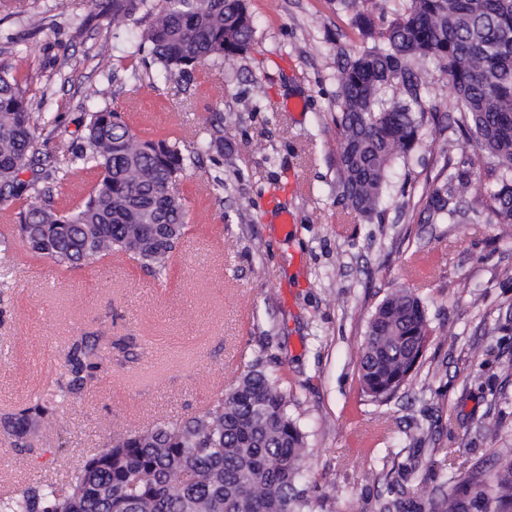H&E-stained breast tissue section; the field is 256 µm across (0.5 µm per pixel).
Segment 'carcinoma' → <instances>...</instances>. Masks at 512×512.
<instances>
[{
  "label": "carcinoma",
  "mask_w": 512,
  "mask_h": 512,
  "mask_svg": "<svg viewBox=\"0 0 512 512\" xmlns=\"http://www.w3.org/2000/svg\"><path fill=\"white\" fill-rule=\"evenodd\" d=\"M394 18L377 29L375 0H336L362 46L338 69L334 118L338 143L336 196L366 223L380 219L393 164L425 136L423 105L432 93L410 64L439 60L461 104L464 142L478 151L492 182L487 206L512 224V0H393ZM104 13L143 8L148 52L164 78L192 73L212 58L245 54L254 21L244 0H91ZM84 133L61 162L41 148L38 130L61 115L32 112L28 88L0 62V213L27 251L73 269L104 257H127L165 276L187 228L178 191L199 152L224 145L220 114L209 140L192 149L178 139H143L112 109V81L95 91ZM95 171L81 202L57 201L54 185ZM474 171L443 161L417 201L433 223L454 219ZM422 300L409 287L385 298L371 316L360 350L362 391L383 402L405 383L427 341ZM128 338L78 336L65 379L33 404L0 415V434L16 448L63 429L72 394L129 355ZM306 434L278 377L259 358L237 384L198 414L128 431L83 457L62 487L39 482L0 494V512H310L300 486ZM435 512H512V456L493 476H472Z\"/></svg>",
  "instance_id": "1"
}]
</instances>
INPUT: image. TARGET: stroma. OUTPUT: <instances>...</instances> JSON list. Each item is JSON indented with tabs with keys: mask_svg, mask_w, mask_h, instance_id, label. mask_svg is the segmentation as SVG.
I'll list each match as a JSON object with an SVG mask.
<instances>
[{
	"mask_svg": "<svg viewBox=\"0 0 512 512\" xmlns=\"http://www.w3.org/2000/svg\"><path fill=\"white\" fill-rule=\"evenodd\" d=\"M246 5L251 50L207 62L189 81L128 56L148 31L141 14L90 22L86 0L0 6V61L66 116L57 155L106 79L113 109L145 138L190 145L210 113L224 118L222 156L202 154L178 186L189 225L165 277L126 258L67 270L18 245L0 251V413L63 378L72 338L134 340L133 360L71 397L63 431L30 449L0 440V489L69 481L110 435L197 413L257 357L280 376L307 434L301 483L314 512H431L472 470L492 476L512 452V224L489 220L490 179L457 144L447 71L413 61L434 89L437 126L395 165L384 218L367 224L334 189L337 66L357 41L348 14L334 0ZM31 12L45 18L34 33ZM446 154L473 166L470 210L431 224L410 203ZM410 264L433 332L407 384L378 403L361 389L359 348Z\"/></svg>",
	"mask_w": 512,
	"mask_h": 512,
	"instance_id": "stroma-1",
	"label": "stroma"
}]
</instances>
